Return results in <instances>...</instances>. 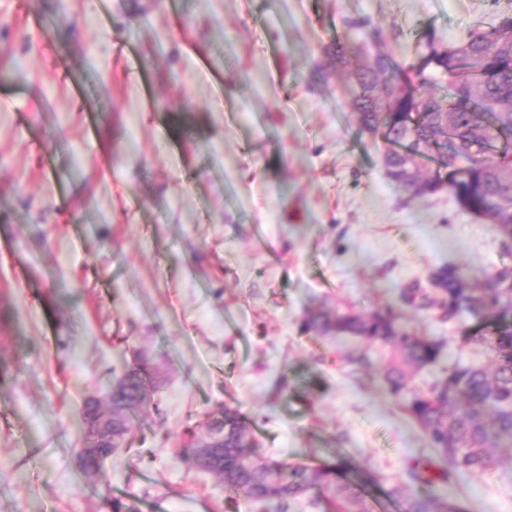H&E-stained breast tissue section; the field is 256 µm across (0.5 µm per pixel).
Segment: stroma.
<instances>
[{
  "mask_svg": "<svg viewBox=\"0 0 512 512\" xmlns=\"http://www.w3.org/2000/svg\"><path fill=\"white\" fill-rule=\"evenodd\" d=\"M67 25L51 28L58 16ZM512 15V0H20L0 7V512H248L182 452L228 405L258 455L344 456L371 512H404L433 457L388 394V347L348 364L313 311L370 313L452 263L512 267L500 232L441 191L410 199L359 133L325 52H424ZM369 18L346 30L347 18ZM450 358L490 365L456 325L405 311ZM146 357L159 384L96 484L86 399ZM399 497H387L391 488ZM468 512H512V451L437 485Z\"/></svg>",
  "mask_w": 512,
  "mask_h": 512,
  "instance_id": "stroma-1",
  "label": "stroma"
}]
</instances>
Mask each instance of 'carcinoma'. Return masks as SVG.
<instances>
[{"label": "carcinoma", "mask_w": 512, "mask_h": 512, "mask_svg": "<svg viewBox=\"0 0 512 512\" xmlns=\"http://www.w3.org/2000/svg\"><path fill=\"white\" fill-rule=\"evenodd\" d=\"M425 40L426 51L410 60L387 48L359 60L344 36L332 40L327 54L350 73L359 130L384 141L387 176L411 199L449 190L463 211L490 221L512 242V15L488 30L473 29L457 44L442 45L432 32ZM428 283L401 288V308L432 310L448 322L481 316L464 327L463 341L488 349L491 368L455 362L429 391L410 389L412 372L440 363L443 343L416 335L393 306L367 315L317 311L303 328L391 348L395 358L383 372L387 391L424 431L438 456L430 466L447 481L484 472L494 450L512 447V270L475 283L444 263L431 268ZM153 379L152 367L140 359L117 381L108 406L86 401L88 427L112 415L107 433L77 449L88 478L146 408ZM203 427L204 436L191 439L183 452L218 476L231 499L243 498L256 512H288L299 497L318 491L329 495L333 512H366V482L352 475L350 459L319 466L261 459L252 449L251 429L230 406L210 413ZM406 476L420 492L406 499L404 512H467L463 503L433 491L427 469L414 464Z\"/></svg>", "instance_id": "cac0c4a2"}]
</instances>
